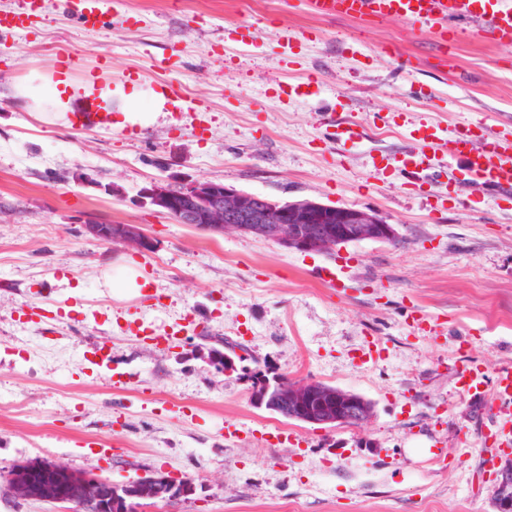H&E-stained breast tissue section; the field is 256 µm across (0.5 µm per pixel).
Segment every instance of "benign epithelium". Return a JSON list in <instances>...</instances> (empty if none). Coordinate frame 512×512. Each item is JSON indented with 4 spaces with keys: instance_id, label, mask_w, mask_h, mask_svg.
<instances>
[{
    "instance_id": "obj_1",
    "label": "benign epithelium",
    "mask_w": 512,
    "mask_h": 512,
    "mask_svg": "<svg viewBox=\"0 0 512 512\" xmlns=\"http://www.w3.org/2000/svg\"><path fill=\"white\" fill-rule=\"evenodd\" d=\"M143 204L159 211L178 215L179 222L204 231L222 234L231 227L238 233L254 231L256 224L271 225L266 239L280 247L301 253H326L351 241L390 242L395 227L376 210L341 206L336 208V229L317 234L319 224L331 207L312 199L274 202L264 196L241 191L216 180L181 182L173 191L167 184L152 182L141 189ZM83 233L97 241L119 242L141 253H150L157 242L138 224H107L88 220ZM241 349L210 352L209 360L227 376L238 371ZM253 402L272 412L288 407L293 418L310 425L363 427L371 418L372 407L362 396L336 389L329 391L324 383L298 379L285 384V375L266 369L251 379ZM40 465L30 463L9 477L12 491L24 498L54 501L71 505L72 512H141L147 504L186 498L195 493L190 481L178 482L166 476L145 481L132 480L117 485L93 476L77 474L62 463L50 466L56 482L34 486L31 476ZM496 512H512V489L502 481L494 493Z\"/></svg>"
}]
</instances>
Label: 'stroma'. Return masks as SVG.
I'll use <instances>...</instances> for the list:
<instances>
[{"label":"stroma","instance_id":"obj_1","mask_svg":"<svg viewBox=\"0 0 512 512\" xmlns=\"http://www.w3.org/2000/svg\"><path fill=\"white\" fill-rule=\"evenodd\" d=\"M99 3L92 30L45 0L35 28L0 31V512H66L11 493L5 474L29 460L115 483L192 479L165 512H495L512 447L488 433L512 400L457 380L512 362V199L421 192L379 162L425 124L446 139L480 121L512 132V46L461 28L441 47L411 23L324 18L306 0ZM60 46L99 85L137 89L138 111L167 78L195 106L144 127L40 122L15 88L58 66ZM172 55L173 73L159 66ZM311 74L313 95L278 99ZM331 111L355 120V141L337 143ZM184 180L370 207L399 239L301 253L138 200ZM90 219L140 225L158 247L88 238ZM119 266L139 271L138 296L110 287ZM46 302L65 308L49 329L27 316ZM136 320L174 337L152 347L129 333ZM210 336L245 346L243 372L199 356ZM267 364L361 395L371 422L319 428L256 407L245 373ZM461 391L472 397L480 394L481 388L487 386V379L484 370L475 366L463 372L458 380Z\"/></svg>","mask_w":512,"mask_h":512}]
</instances>
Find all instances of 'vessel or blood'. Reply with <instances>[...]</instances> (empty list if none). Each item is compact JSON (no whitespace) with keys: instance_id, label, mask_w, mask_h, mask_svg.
<instances>
[{"instance_id":"b4317fda","label":"vessel or blood","mask_w":512,"mask_h":512,"mask_svg":"<svg viewBox=\"0 0 512 512\" xmlns=\"http://www.w3.org/2000/svg\"><path fill=\"white\" fill-rule=\"evenodd\" d=\"M313 12L322 17L400 19L421 24H436L440 40H447L448 31L463 23L489 33L498 44L512 45V0H310ZM79 24L96 27L100 21L97 0H69ZM40 8L38 0H29L25 11L0 15V29H24ZM74 131L106 128L111 123L107 112L90 108L68 115ZM415 144L395 156L397 168L408 171L415 184L430 183L436 172H443L450 187L475 186L504 196L512 195V139L483 137L473 141L460 135L448 144L438 141L431 128L417 129ZM464 394L474 396L481 388L493 385L500 395L512 398V367L497 369L494 379H487L484 370L472 367L459 377Z\"/></svg>"}]
</instances>
